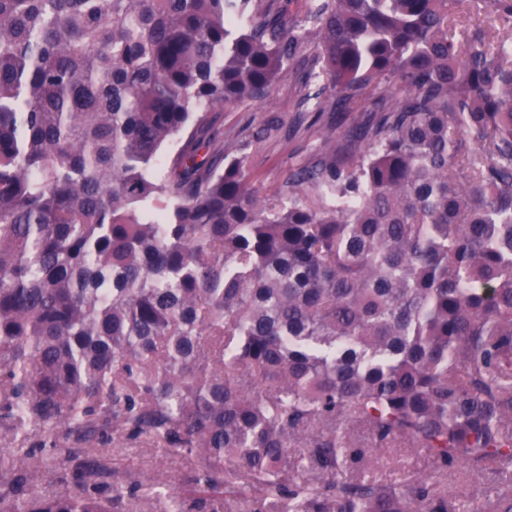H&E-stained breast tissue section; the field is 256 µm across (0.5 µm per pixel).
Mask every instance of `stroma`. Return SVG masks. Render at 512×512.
Here are the masks:
<instances>
[{"label": "stroma", "mask_w": 512, "mask_h": 512, "mask_svg": "<svg viewBox=\"0 0 512 512\" xmlns=\"http://www.w3.org/2000/svg\"><path fill=\"white\" fill-rule=\"evenodd\" d=\"M313 49V44H306L298 57L288 62L270 101L245 102L222 113L224 151L233 156L248 155L251 184L258 197L273 194L293 168L324 152L331 140L341 139L354 122L348 113L325 114L322 123L315 126L302 120L297 109L300 92L296 76L301 57ZM258 131L263 138L256 144L252 135ZM106 453L120 462L123 481L161 482L173 491L180 490L185 481L183 463L175 453L146 456L131 444L107 447ZM362 467L387 479L402 478L407 471L420 476L431 473L428 458L416 448L368 454ZM444 485L449 498L468 504L471 512H490V496L504 482L497 472L458 462L449 467Z\"/></svg>", "instance_id": "35a3bbf8"}]
</instances>
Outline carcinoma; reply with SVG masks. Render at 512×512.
Listing matches in <instances>:
<instances>
[{
	"instance_id": "1",
	"label": "carcinoma",
	"mask_w": 512,
	"mask_h": 512,
	"mask_svg": "<svg viewBox=\"0 0 512 512\" xmlns=\"http://www.w3.org/2000/svg\"><path fill=\"white\" fill-rule=\"evenodd\" d=\"M281 2L0 0V512H460L449 466L512 473V0ZM312 39L299 107L361 120L260 200L220 113ZM366 438L433 475L347 473ZM51 463L73 492L24 496ZM104 451L111 459L122 463L119 476L123 481L161 482L172 492L180 490L185 481L183 463L175 453L159 452L158 455L144 456L142 448L131 444L110 445Z\"/></svg>"
}]
</instances>
